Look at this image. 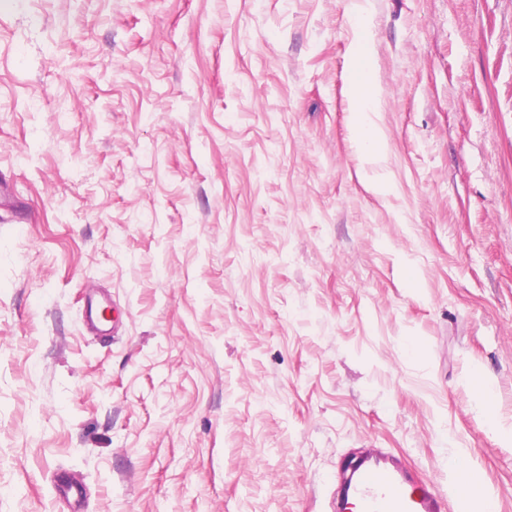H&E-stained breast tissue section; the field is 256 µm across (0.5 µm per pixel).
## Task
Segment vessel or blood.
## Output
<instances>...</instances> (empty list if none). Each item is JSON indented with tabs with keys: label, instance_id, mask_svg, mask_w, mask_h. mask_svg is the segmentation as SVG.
Listing matches in <instances>:
<instances>
[{
	"label": "vessel or blood",
	"instance_id": "obj_1",
	"mask_svg": "<svg viewBox=\"0 0 512 512\" xmlns=\"http://www.w3.org/2000/svg\"><path fill=\"white\" fill-rule=\"evenodd\" d=\"M346 500L360 512H442V495L401 459L381 452L368 454L345 488Z\"/></svg>",
	"mask_w": 512,
	"mask_h": 512
}]
</instances>
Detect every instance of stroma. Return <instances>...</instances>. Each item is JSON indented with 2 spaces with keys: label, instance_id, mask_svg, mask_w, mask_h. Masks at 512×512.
Instances as JSON below:
<instances>
[{
  "label": "stroma",
  "instance_id": "35a3bbf8",
  "mask_svg": "<svg viewBox=\"0 0 512 512\" xmlns=\"http://www.w3.org/2000/svg\"><path fill=\"white\" fill-rule=\"evenodd\" d=\"M477 370L512 425V0H0V512H512ZM352 98L355 106V128L369 155L375 153L383 141V133L372 119V112H377L381 91L370 78H361L353 89ZM442 495L401 459L381 452L368 454L345 488L346 502L360 512H441Z\"/></svg>",
  "mask_w": 512,
  "mask_h": 512
}]
</instances>
